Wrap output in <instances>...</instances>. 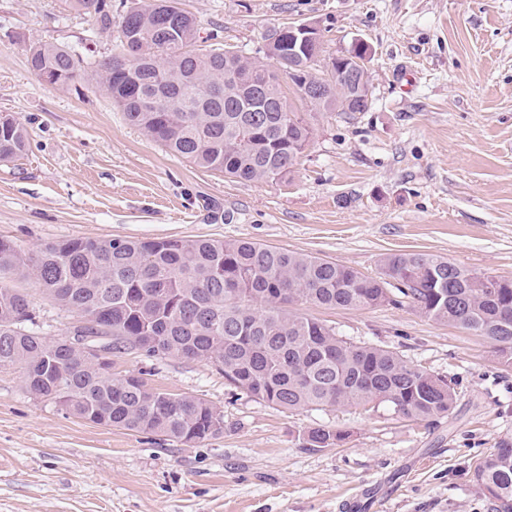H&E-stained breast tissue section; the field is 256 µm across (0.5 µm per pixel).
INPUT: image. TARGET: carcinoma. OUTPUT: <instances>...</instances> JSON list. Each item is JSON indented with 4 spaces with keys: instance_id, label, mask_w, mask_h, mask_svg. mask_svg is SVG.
I'll use <instances>...</instances> for the list:
<instances>
[{
    "instance_id": "cac0c4a2",
    "label": "carcinoma",
    "mask_w": 512,
    "mask_h": 512,
    "mask_svg": "<svg viewBox=\"0 0 512 512\" xmlns=\"http://www.w3.org/2000/svg\"><path fill=\"white\" fill-rule=\"evenodd\" d=\"M113 36L119 53L98 56L52 43L29 45L36 76L70 90L94 84L147 139L210 172L276 183L297 165L314 128L287 102L277 72L329 83L311 111L365 112L368 74L347 77L349 59H366L355 42L318 73L321 43L297 39L288 27L270 36L259 64L225 48L194 49L197 20L181 0H131L112 14V0H70ZM25 127L0 115V161L25 154ZM34 276L43 290L79 320L62 336L28 327L31 301L0 284V369L20 371L27 393L97 424L160 434L185 443L224 433V413L204 400L153 388L141 376L112 375V356L205 359L240 392L288 411L380 406L426 420L448 414L455 390L399 354L345 341L334 327L290 310L302 302L331 309L409 306L437 322L489 339L512 367V278L488 275L440 255H384L365 275L333 261L248 240L71 238L27 255L0 237V276ZM79 340L98 344L105 360L89 359ZM347 438L324 427L305 435L308 448ZM493 512H512V441L504 439L473 469Z\"/></svg>"
}]
</instances>
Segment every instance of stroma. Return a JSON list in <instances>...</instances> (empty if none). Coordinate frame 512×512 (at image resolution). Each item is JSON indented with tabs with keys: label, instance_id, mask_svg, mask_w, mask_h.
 I'll return each instance as SVG.
<instances>
[{
	"label": "stroma",
	"instance_id": "35a3bbf8",
	"mask_svg": "<svg viewBox=\"0 0 512 512\" xmlns=\"http://www.w3.org/2000/svg\"><path fill=\"white\" fill-rule=\"evenodd\" d=\"M182 3L202 52L219 43L264 63L273 29L292 22L318 29L327 58L366 42L370 110L315 116L287 178L240 182L167 153L95 87L76 94L30 70L33 41L116 52L68 0H0V114L29 141L0 162V237L26 254L74 237L244 239L367 275L382 254L415 251L512 278V0ZM20 286L41 335L76 322L35 278ZM294 310L447 379L453 410L424 421L288 411L234 390L206 360L114 357L115 375L141 372L223 411L222 435L184 443L65 414L0 369V512H336L376 482L383 512H491L471 466L512 438V369L493 344L406 306ZM317 426L348 438L306 447Z\"/></svg>",
	"mask_w": 512,
	"mask_h": 512
}]
</instances>
